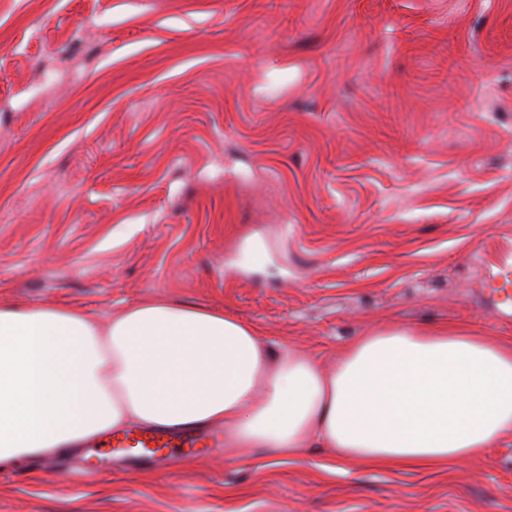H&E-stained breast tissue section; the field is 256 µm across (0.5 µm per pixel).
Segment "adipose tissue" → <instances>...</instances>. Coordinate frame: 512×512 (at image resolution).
Instances as JSON below:
<instances>
[{"mask_svg": "<svg viewBox=\"0 0 512 512\" xmlns=\"http://www.w3.org/2000/svg\"><path fill=\"white\" fill-rule=\"evenodd\" d=\"M133 425L220 427L241 458L328 448L360 468H446L512 435V341L374 325L322 366L166 297L100 322L0 295V471Z\"/></svg>", "mask_w": 512, "mask_h": 512, "instance_id": "adipose-tissue-1", "label": "adipose tissue"}]
</instances>
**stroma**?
Returning a JSON list of instances; mask_svg holds the SVG:
<instances>
[{
    "label": "stroma",
    "instance_id": "obj_1",
    "mask_svg": "<svg viewBox=\"0 0 512 512\" xmlns=\"http://www.w3.org/2000/svg\"><path fill=\"white\" fill-rule=\"evenodd\" d=\"M504 262L512 0H0V292L174 298L328 365L376 322L511 341ZM0 512H512V436L432 471L93 440ZM266 260V247L258 237H252L246 241L240 255L233 261L239 269H251L263 264ZM483 287L492 295L504 293L508 297V288H512V265L503 264L488 269L483 278Z\"/></svg>",
    "mask_w": 512,
    "mask_h": 512
}]
</instances>
